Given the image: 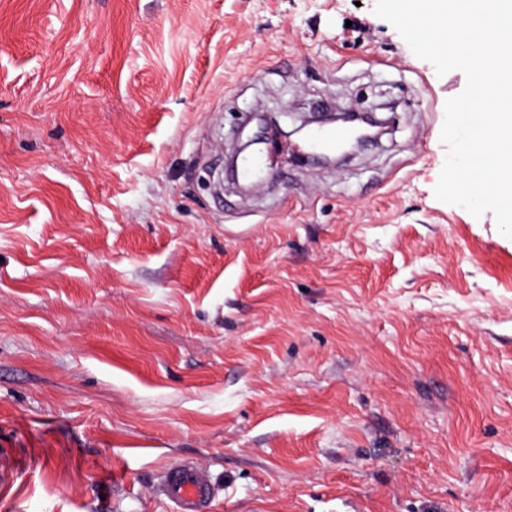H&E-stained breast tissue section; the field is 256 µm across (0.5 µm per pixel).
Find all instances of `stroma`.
<instances>
[{"mask_svg":"<svg viewBox=\"0 0 512 512\" xmlns=\"http://www.w3.org/2000/svg\"><path fill=\"white\" fill-rule=\"evenodd\" d=\"M375 0H0V512H512V238L436 199L438 75ZM376 108L225 176L246 113ZM373 113L369 112H343L335 115V113L324 112L317 118L321 123H329L337 120L352 123L355 125L354 136L352 140L345 146L336 148L334 157H342L353 154L362 149L367 144L376 141L379 136L378 123L369 118ZM377 129V130H374ZM171 512H214L216 493L208 470L196 461L166 465L157 486Z\"/></svg>","mask_w":512,"mask_h":512,"instance_id":"obj_1","label":"stroma"}]
</instances>
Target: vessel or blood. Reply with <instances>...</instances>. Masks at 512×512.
<instances>
[{
  "mask_svg": "<svg viewBox=\"0 0 512 512\" xmlns=\"http://www.w3.org/2000/svg\"><path fill=\"white\" fill-rule=\"evenodd\" d=\"M157 492L170 512H214V486L207 469L197 462L178 460L166 465Z\"/></svg>",
  "mask_w": 512,
  "mask_h": 512,
  "instance_id": "obj_1",
  "label": "vessel or blood"
}]
</instances>
